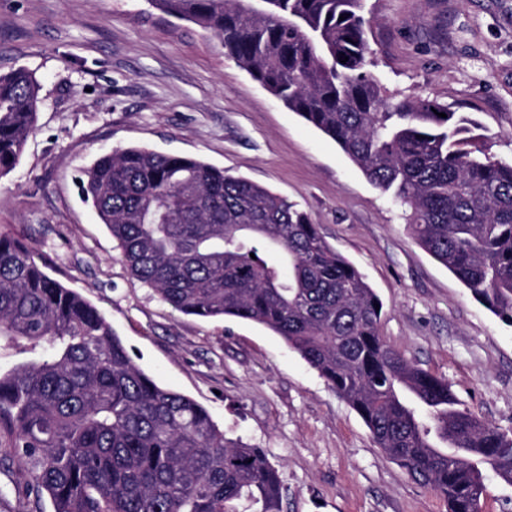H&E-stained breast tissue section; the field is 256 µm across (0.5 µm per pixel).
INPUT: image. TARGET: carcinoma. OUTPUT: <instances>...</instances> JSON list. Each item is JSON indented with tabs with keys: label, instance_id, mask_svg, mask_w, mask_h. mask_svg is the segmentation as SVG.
<instances>
[{
	"label": "carcinoma",
	"instance_id": "obj_1",
	"mask_svg": "<svg viewBox=\"0 0 512 512\" xmlns=\"http://www.w3.org/2000/svg\"><path fill=\"white\" fill-rule=\"evenodd\" d=\"M151 2L335 141L420 246L512 323V162L489 157L474 123L436 98L388 100L368 70L362 0H270L264 15L240 0ZM38 91L25 68L0 75V177L34 128ZM83 193L133 277L185 314L276 333L448 512H481L491 476L512 485V436L383 339L379 297L297 205L145 147L99 156ZM21 342L36 357L0 371V447L23 469L18 495L45 492L53 512H283L263 449L226 439L206 408L159 385L88 300L0 234V346Z\"/></svg>",
	"mask_w": 512,
	"mask_h": 512
}]
</instances>
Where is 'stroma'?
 I'll return each mask as SVG.
<instances>
[{"label": "stroma", "mask_w": 512, "mask_h": 512, "mask_svg": "<svg viewBox=\"0 0 512 512\" xmlns=\"http://www.w3.org/2000/svg\"><path fill=\"white\" fill-rule=\"evenodd\" d=\"M362 14L390 94L437 98L479 124L490 157L512 159V0H363ZM20 67L39 107L0 177V232L94 305L158 384L263 448L285 512H448L279 336L183 314L133 278L80 181L100 154L141 146L298 204L380 298L384 339L512 435V326L418 244L390 197L215 39L150 0H0V73Z\"/></svg>", "instance_id": "35a3bbf8"}]
</instances>
